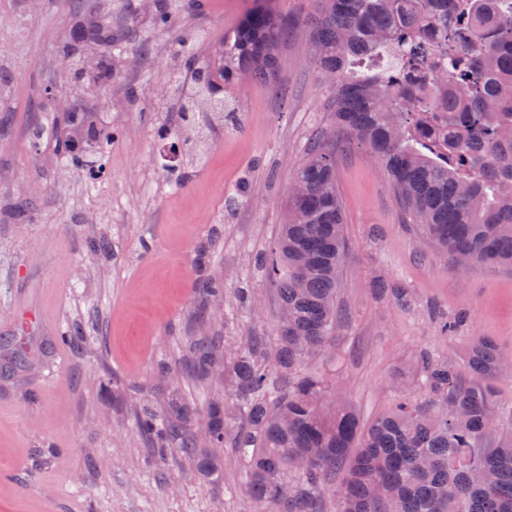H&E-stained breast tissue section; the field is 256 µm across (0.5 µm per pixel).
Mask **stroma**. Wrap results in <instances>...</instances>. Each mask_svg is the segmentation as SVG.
Listing matches in <instances>:
<instances>
[{
  "mask_svg": "<svg viewBox=\"0 0 512 512\" xmlns=\"http://www.w3.org/2000/svg\"><path fill=\"white\" fill-rule=\"evenodd\" d=\"M155 28L142 0H0V512H250L232 457L215 471L169 466L136 428V411L186 402L206 424L235 391L230 368L199 375L191 340L229 351L272 335L277 285L261 267L285 220L288 177L317 129L331 122L333 90L310 58L312 0H273L296 32L272 83L240 80L234 116L182 122V89L240 20L241 0H182ZM111 18L132 37L112 55L106 95L77 88L61 48L74 15ZM191 58L175 53L179 42ZM116 128L107 181L62 173L50 146L34 151L37 123L63 104ZM178 132L160 141L159 126ZM208 145L194 159V139ZM347 259L343 317L324 363L336 395L364 419L386 412L391 380L417 350L448 355L463 378L468 343L512 352V267L455 266L425 244L363 146L337 144ZM106 239L109 248L90 242ZM219 280L216 317L198 307L203 280ZM408 303L374 293L377 280ZM454 332L440 330L444 318ZM82 334L62 343L72 327Z\"/></svg>",
  "mask_w": 512,
  "mask_h": 512,
  "instance_id": "35a3bbf8",
  "label": "stroma"
}]
</instances>
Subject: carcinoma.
Wrapping results in <instances>:
<instances>
[{"instance_id": "cac0c4a2", "label": "carcinoma", "mask_w": 512, "mask_h": 512, "mask_svg": "<svg viewBox=\"0 0 512 512\" xmlns=\"http://www.w3.org/2000/svg\"><path fill=\"white\" fill-rule=\"evenodd\" d=\"M178 0H155V24H167ZM466 22L448 30V14ZM431 18L439 39L424 40ZM313 62L334 89L332 122L309 140L288 191L266 274L278 284L275 336H253L232 355L235 393L213 415L207 466L229 448L242 463L253 512H512V419L502 417L496 381L512 372V354L491 339L472 342L467 383L455 362L421 349L413 371L393 383V407L370 422L330 398L336 382L315 368L329 352L340 317L346 261L343 209L336 184V140L365 146L403 209L426 239L451 260L512 265V0H313L305 20ZM63 48L77 77L101 88L112 82V46L127 35L106 19L75 17ZM294 35L288 19L255 0L213 61L194 75L185 112H224L220 86L250 78L273 81L280 50ZM383 51L397 72L353 75L350 62ZM81 139L37 126L33 147L53 145L64 169L103 174L112 128L67 113ZM436 125L445 136L431 138ZM217 344L191 346L203 374ZM137 426L164 461L200 451L192 408L178 402L145 408Z\"/></svg>"}]
</instances>
